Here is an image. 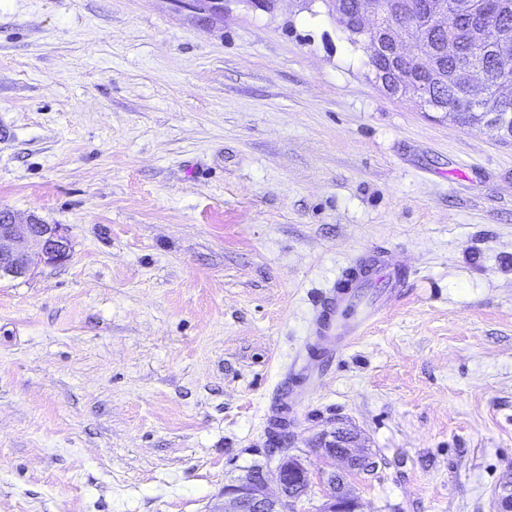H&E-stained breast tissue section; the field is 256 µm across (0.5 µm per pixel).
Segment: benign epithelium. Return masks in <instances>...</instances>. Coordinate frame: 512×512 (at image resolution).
<instances>
[{
    "instance_id": "1",
    "label": "benign epithelium",
    "mask_w": 512,
    "mask_h": 512,
    "mask_svg": "<svg viewBox=\"0 0 512 512\" xmlns=\"http://www.w3.org/2000/svg\"><path fill=\"white\" fill-rule=\"evenodd\" d=\"M325 2L328 3L337 26L348 35V39L370 47L369 63L374 69L377 68L382 46L373 35L378 29L386 28L385 37L403 63L404 77L399 82H391L377 73L376 80L385 91L394 89L400 96L415 100L422 111H438L432 101L415 90L407 79V74L411 72L432 78L437 76L436 66L429 67L425 64L428 56L426 49L415 41L403 40L396 35V29L409 28L412 22L410 12L401 7L387 14V21L383 23L382 12L375 2L361 7L353 17L343 10L341 0ZM497 14L496 0H485L481 3L476 16L480 28H494ZM449 15L451 11L448 0H432L427 6L426 17L442 29L447 26ZM475 72L477 69L470 62L462 67V91L454 101L452 111L469 112L482 103V98L474 93L471 84V77ZM486 125L512 137V119L503 114H490ZM70 253L69 238L62 225L47 224L35 216L19 223L10 210L0 208V280L26 279L34 275L35 266L29 259L31 254L41 263L56 265L68 260ZM319 453L324 459L343 462L344 469L325 474L330 493L317 507L316 512H358V501L349 489L347 477L373 467V461L361 443V437L348 427H335L322 434ZM276 481L279 486V494L276 496L268 493V476L262 469L248 472L235 483L224 486V497L230 504L224 512H288L294 502L307 494L310 470L300 457L286 456L277 466Z\"/></svg>"
}]
</instances>
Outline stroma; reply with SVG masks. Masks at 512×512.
<instances>
[{
	"instance_id": "1",
	"label": "stroma",
	"mask_w": 512,
	"mask_h": 512,
	"mask_svg": "<svg viewBox=\"0 0 512 512\" xmlns=\"http://www.w3.org/2000/svg\"><path fill=\"white\" fill-rule=\"evenodd\" d=\"M68 261L0 280V512H222L322 433L361 512H498L512 479V140L376 81L324 0H0V208ZM393 249L406 292L272 398L314 303ZM309 370L306 367H301L300 370L294 369L290 372V386H285L279 392L275 400L276 417L270 421V429L278 434L283 433L288 427V419H293V405L289 403V395L295 392L296 387H299V381L308 374ZM319 453L323 459L339 460L344 469L324 473L331 492L326 500L316 509V512H359L357 498L352 494L347 483V477L360 471H368L373 467L368 450L361 443L357 432L348 427H334L322 434Z\"/></svg>"
}]
</instances>
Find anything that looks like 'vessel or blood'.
<instances>
[{"label":"vessel or blood","instance_id":"1","mask_svg":"<svg viewBox=\"0 0 512 512\" xmlns=\"http://www.w3.org/2000/svg\"><path fill=\"white\" fill-rule=\"evenodd\" d=\"M408 279L405 269L385 247L343 269L317 301L312 340L307 346L308 367L321 368L326 359L349 346L376 316L404 294ZM370 287L375 288V295H367ZM303 376V371H292L289 386L279 392L275 400L276 416L270 423L274 433L287 429L293 416L289 396Z\"/></svg>","mask_w":512,"mask_h":512}]
</instances>
